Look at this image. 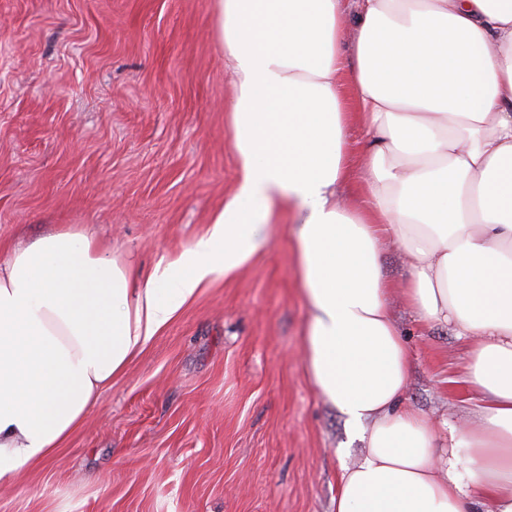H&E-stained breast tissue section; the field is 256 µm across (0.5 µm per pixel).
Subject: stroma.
Returning a JSON list of instances; mask_svg holds the SVG:
<instances>
[{
  "mask_svg": "<svg viewBox=\"0 0 512 512\" xmlns=\"http://www.w3.org/2000/svg\"><path fill=\"white\" fill-rule=\"evenodd\" d=\"M211 0H0V248L62 226L152 276L236 187ZM393 312L406 405L457 419L466 345ZM293 226L216 275L114 378L58 458L0 481V512H335L363 444L305 370Z\"/></svg>",
  "mask_w": 512,
  "mask_h": 512,
  "instance_id": "35a3bbf8",
  "label": "stroma"
}]
</instances>
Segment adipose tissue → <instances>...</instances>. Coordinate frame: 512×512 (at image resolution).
Masks as SVG:
<instances>
[{"mask_svg":"<svg viewBox=\"0 0 512 512\" xmlns=\"http://www.w3.org/2000/svg\"><path fill=\"white\" fill-rule=\"evenodd\" d=\"M356 16L343 42L347 12ZM237 187L146 283L66 227L0 261V480L50 462L114 377L291 211L305 368L364 444L336 512H512V0H213ZM369 138L357 194L346 130ZM402 252L393 285L381 247ZM469 340L459 423L404 406L393 316Z\"/></svg>","mask_w":512,"mask_h":512,"instance_id":"ef3b65f1","label":"adipose tissue"}]
</instances>
